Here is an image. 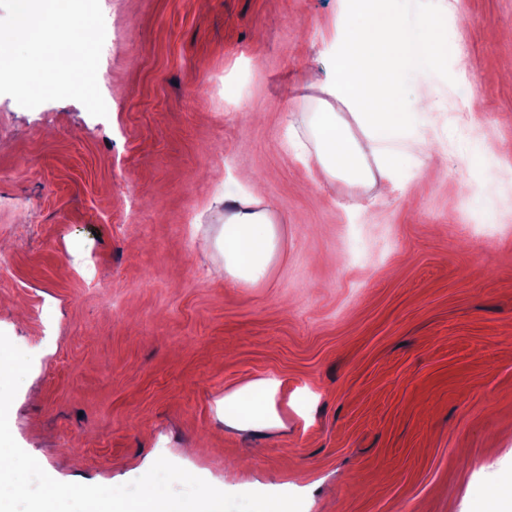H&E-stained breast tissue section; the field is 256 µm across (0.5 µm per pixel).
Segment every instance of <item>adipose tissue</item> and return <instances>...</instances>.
Masks as SVG:
<instances>
[{
    "mask_svg": "<svg viewBox=\"0 0 512 512\" xmlns=\"http://www.w3.org/2000/svg\"><path fill=\"white\" fill-rule=\"evenodd\" d=\"M455 49L448 38L446 15L423 18L417 28L408 30L395 12L383 9L380 0H344L332 56L333 72L325 78L309 77L310 84L325 95L307 117L314 151L307 155L306 163L316 173L315 184L322 188L342 180L373 186L378 196H386L391 186L376 180L368 155H375L385 173L393 174L402 154L387 146L391 131L407 123L413 114L433 107L428 98L407 99L395 74L438 65ZM338 103L350 110V117L335 111ZM352 118L364 130L366 142H359L352 134L348 124ZM224 200V233L219 239L224 275L258 282L266 277L276 253L278 228L268 211L247 207L237 194L225 193ZM280 388L278 380L255 379L225 395V426L246 430L280 425L275 410Z\"/></svg>",
    "mask_w": 512,
    "mask_h": 512,
    "instance_id": "ef3b65f1",
    "label": "adipose tissue"
}]
</instances>
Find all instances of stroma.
Here are the masks:
<instances>
[{"mask_svg": "<svg viewBox=\"0 0 512 512\" xmlns=\"http://www.w3.org/2000/svg\"><path fill=\"white\" fill-rule=\"evenodd\" d=\"M100 5L107 117L0 94V331L33 358L19 446L66 483L122 485L163 456L302 512H482L512 479V178L493 160L512 144V81L493 78L512 67V0H397L409 29L456 7L469 53L405 75L435 106L395 130L384 197L315 187L288 146L341 0ZM245 172L280 235L254 284L224 276L212 190ZM264 376L283 382L281 426L226 427L225 393Z\"/></svg>", "mask_w": 512, "mask_h": 512, "instance_id": "stroma-1", "label": "stroma"}]
</instances>
